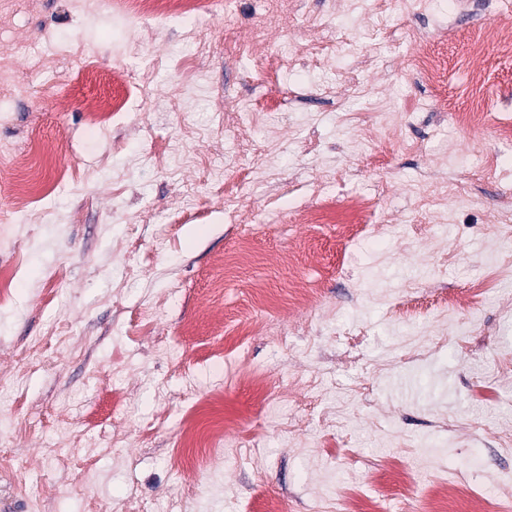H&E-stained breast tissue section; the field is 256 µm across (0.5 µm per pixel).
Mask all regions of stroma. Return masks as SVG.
I'll return each instance as SVG.
<instances>
[{
    "instance_id": "stroma-1",
    "label": "stroma",
    "mask_w": 512,
    "mask_h": 512,
    "mask_svg": "<svg viewBox=\"0 0 512 512\" xmlns=\"http://www.w3.org/2000/svg\"><path fill=\"white\" fill-rule=\"evenodd\" d=\"M288 30L263 51L335 42L358 53L318 68L298 57L264 86L246 43L265 0L228 16L153 24L93 0H37L0 17V268H23L0 309V512H343L349 491L379 475L385 512H414L439 470L502 490L512 459V59L469 53L474 32L512 0H391L382 19L348 0H292ZM447 36H438L441 27ZM432 34L439 91L412 65L409 39ZM485 72L496 112L475 128L455 113ZM134 95L104 128L90 101ZM241 120L224 125L225 110ZM396 113L388 125L379 110ZM53 188L19 211L6 188L19 159ZM493 171L470 180L472 169ZM71 181L56 185L58 170ZM470 180L472 204L448 194ZM372 198L379 234L342 237L344 216L301 224L318 187ZM445 200L436 223L427 200ZM261 254L224 273L242 239ZM316 284L303 309H264L247 287ZM484 287L481 298L472 285ZM459 306L443 311L442 298ZM270 328L240 354L208 360L225 329ZM268 392L256 402L252 383ZM213 398L239 426L224 463L178 459L182 418Z\"/></svg>"
}]
</instances>
